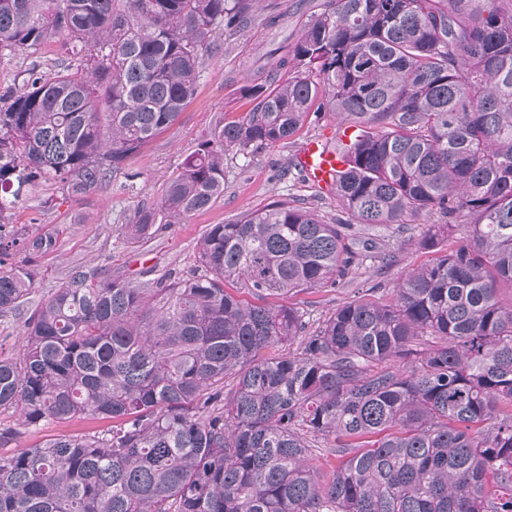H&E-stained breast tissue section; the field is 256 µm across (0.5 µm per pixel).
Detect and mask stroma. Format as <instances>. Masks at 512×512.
<instances>
[{
  "label": "stroma",
  "mask_w": 512,
  "mask_h": 512,
  "mask_svg": "<svg viewBox=\"0 0 512 512\" xmlns=\"http://www.w3.org/2000/svg\"><path fill=\"white\" fill-rule=\"evenodd\" d=\"M298 2L261 0L256 23L237 34L219 35L206 58L194 95L176 120L95 189L70 197L54 181L40 176L31 178L7 220L31 236L52 234L57 244L52 252L34 259L39 275L26 309L0 317V352L14 353L30 309L66 283L73 272L82 271L99 280L150 283L164 276L189 277L197 269L196 245L210 225L230 221L278 199L310 210L327 222L347 220L335 194L303 181L295 166V156L308 139L334 133L344 125L343 117L327 112L321 118L310 119L293 137L277 145L250 154L227 150L224 194L208 210L182 224L157 225L150 238L138 244L123 241L124 225L131 223L139 209L160 203L167 180L181 170L211 132L252 110L255 102L245 95L244 88L258 77V55L298 31L303 21ZM271 13L282 17L281 24L274 28L263 24L264 17ZM35 60L45 72L70 63L59 39L46 43L33 57L2 51L0 91L22 83ZM440 221L439 215L418 212L408 215L400 226L351 224L349 235L385 240L394 255L392 262L351 267L336 284L289 294L284 297V304L303 311L307 328L312 331L358 290H370L382 302L392 300L402 274L434 259L435 253L422 249L419 241L428 225ZM111 426L108 419L79 417L38 428H21L11 413L4 412L0 414V427L19 428L20 434L1 446L0 453L7 455L31 447L57 434H93Z\"/></svg>",
  "instance_id": "obj_1"
}]
</instances>
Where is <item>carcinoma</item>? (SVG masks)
I'll list each match as a JSON object with an SVG mask.
<instances>
[{"mask_svg":"<svg viewBox=\"0 0 512 512\" xmlns=\"http://www.w3.org/2000/svg\"><path fill=\"white\" fill-rule=\"evenodd\" d=\"M253 0H0V48L55 36L82 62L0 93V316L23 308L51 236L4 222L35 175L96 188L171 125L217 36ZM285 84L215 129L126 225L135 244L224 194V152L283 142L310 113L359 138L336 196L360 224H430L434 249L389 303L356 295L304 334L269 296L334 285L347 224L274 202L198 242L199 272L150 286L81 271L0 355V413L25 427L81 415L104 433L0 454V512H512V0H320L284 56ZM28 260L7 264L15 252ZM236 283L254 301L226 291ZM295 352L279 349L296 339ZM346 456L320 481L309 454Z\"/></svg>","mask_w":512,"mask_h":512,"instance_id":"1","label":"carcinoma"}]
</instances>
